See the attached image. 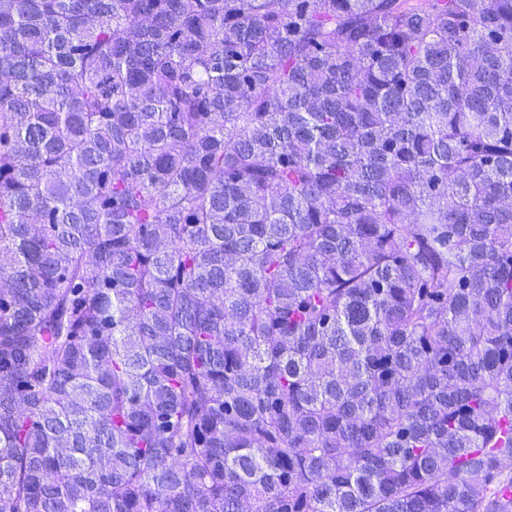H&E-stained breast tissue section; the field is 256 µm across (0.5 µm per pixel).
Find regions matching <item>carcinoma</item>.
<instances>
[{"label": "carcinoma", "instance_id": "cac0c4a2", "mask_svg": "<svg viewBox=\"0 0 512 512\" xmlns=\"http://www.w3.org/2000/svg\"><path fill=\"white\" fill-rule=\"evenodd\" d=\"M512 0H0V512H512Z\"/></svg>", "mask_w": 512, "mask_h": 512}]
</instances>
